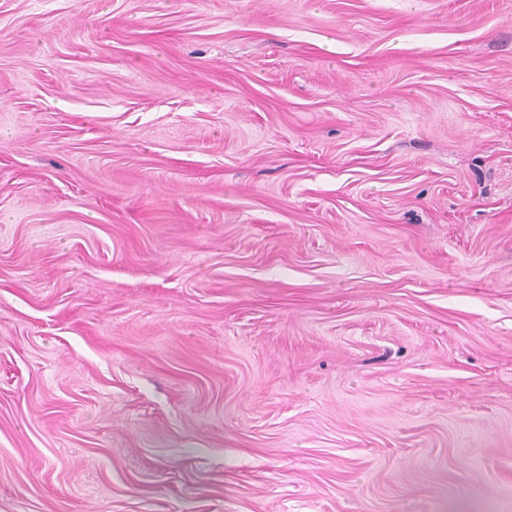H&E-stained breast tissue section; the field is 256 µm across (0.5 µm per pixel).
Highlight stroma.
<instances>
[{"instance_id": "35a3bbf8", "label": "stroma", "mask_w": 512, "mask_h": 512, "mask_svg": "<svg viewBox=\"0 0 512 512\" xmlns=\"http://www.w3.org/2000/svg\"><path fill=\"white\" fill-rule=\"evenodd\" d=\"M0 512H512V0H0Z\"/></svg>"}]
</instances>
